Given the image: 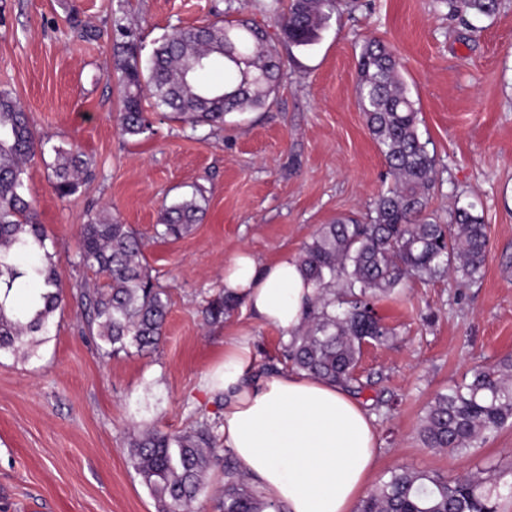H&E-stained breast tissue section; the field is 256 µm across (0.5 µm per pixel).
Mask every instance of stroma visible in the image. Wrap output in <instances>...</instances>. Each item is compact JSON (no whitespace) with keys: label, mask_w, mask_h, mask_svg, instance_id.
Wrapping results in <instances>:
<instances>
[{"label":"stroma","mask_w":512,"mask_h":512,"mask_svg":"<svg viewBox=\"0 0 512 512\" xmlns=\"http://www.w3.org/2000/svg\"><path fill=\"white\" fill-rule=\"evenodd\" d=\"M237 0H0V91L28 112L51 148L27 170L39 223L62 247L66 293L50 340L35 357H0V512H156L129 461L139 429L178 432L222 406L204 386L224 343L247 337L255 364L278 356L282 334L239 306L207 322L239 250L263 261L298 257L322 225L363 217L392 184L360 112V45L382 39L396 54L420 110V131L439 161L431 208L449 220L453 200L474 203L489 237L483 275L406 282L376 310L395 330L364 346L357 397L374 412L380 454L372 484L402 468L479 475L499 512H512V424L466 455L423 447L418 436L436 394L465 372L512 356V0L492 17L449 16L444 0H341L320 41L288 47L249 0L286 63L269 106L228 114L223 128L171 120L152 106L150 133L122 136L113 44L131 30L149 58L176 27L236 17ZM78 146L94 179L67 199L54 193V147ZM202 191L206 213L182 238L155 235L165 205ZM110 212L145 240L153 276L169 293L156 351L101 358L72 289L96 283L77 264L79 228Z\"/></svg>","instance_id":"stroma-1"}]
</instances>
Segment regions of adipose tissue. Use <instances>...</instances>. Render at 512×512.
<instances>
[{
  "label": "adipose tissue",
  "instance_id": "adipose-tissue-1",
  "mask_svg": "<svg viewBox=\"0 0 512 512\" xmlns=\"http://www.w3.org/2000/svg\"><path fill=\"white\" fill-rule=\"evenodd\" d=\"M224 291L289 337L303 325L316 287L295 259L263 264L242 250L224 267ZM252 369L249 341L234 338L206 383L224 395L219 429L240 473L285 512H354L378 461L372 416L335 383L293 370L249 383Z\"/></svg>",
  "mask_w": 512,
  "mask_h": 512
}]
</instances>
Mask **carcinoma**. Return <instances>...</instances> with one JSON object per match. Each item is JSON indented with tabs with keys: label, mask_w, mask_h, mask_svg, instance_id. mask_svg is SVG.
I'll return each mask as SVG.
<instances>
[{
	"label": "carcinoma",
	"mask_w": 512,
	"mask_h": 512,
	"mask_svg": "<svg viewBox=\"0 0 512 512\" xmlns=\"http://www.w3.org/2000/svg\"><path fill=\"white\" fill-rule=\"evenodd\" d=\"M449 12L491 16L497 0H446ZM340 0H270L268 12L290 47L308 49L321 38ZM118 81L123 88L119 114L122 135L152 131L142 109L148 88L156 108L192 127L221 128L228 112L266 107L284 77V64L266 32L247 18L217 16L204 27L176 28L147 65L132 40L114 44ZM224 65V84L201 75ZM355 94L394 184L381 192L366 220L339 219L323 225L306 243L297 263L317 294L299 333L281 341V363L347 389L365 342L384 343L394 329L376 313L374 301L413 277L451 276L461 283L480 278L488 237L475 205L455 206L445 224L429 210L437 159L419 132V110L399 62L381 40L361 46ZM53 188L58 197L74 195L94 176L92 162L77 149L53 148ZM45 143L29 117L7 92H0V353L29 359L48 342L55 312L63 302L56 265L61 249L37 223L26 197L27 165ZM194 192L165 209L156 234L178 239L205 210ZM78 263L105 283L78 292L86 323L105 358L156 348L163 335L169 295L156 284L143 245L129 224L97 213L80 226ZM240 300L220 293L204 307L219 322ZM512 422V357L473 370L428 405L419 427L423 446L468 452ZM216 423L197 420L187 430L168 433L153 427L133 436L129 457L149 489L157 512H192L204 489V475L223 467L219 512H283L238 476L236 463L221 455ZM483 480L468 474L445 477L428 470L391 472L363 498L358 512H497L480 492Z\"/></svg>",
	"instance_id": "obj_1"
}]
</instances>
